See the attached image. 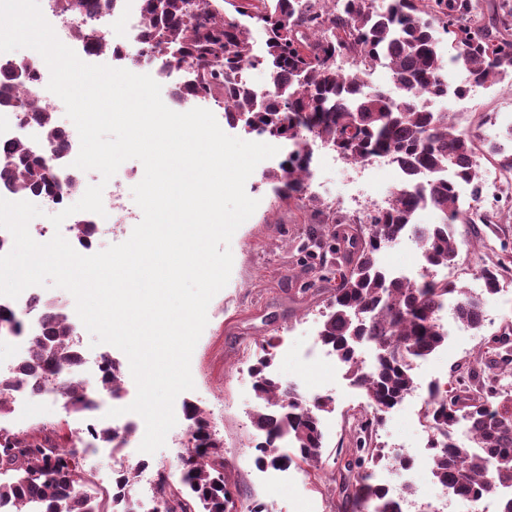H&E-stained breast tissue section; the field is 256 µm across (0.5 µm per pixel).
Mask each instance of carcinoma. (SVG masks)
I'll use <instances>...</instances> for the list:
<instances>
[{
	"instance_id": "1",
	"label": "carcinoma",
	"mask_w": 512,
	"mask_h": 512,
	"mask_svg": "<svg viewBox=\"0 0 512 512\" xmlns=\"http://www.w3.org/2000/svg\"><path fill=\"white\" fill-rule=\"evenodd\" d=\"M62 10L93 13L96 0H59ZM232 10L267 31L262 65L269 89L260 95L240 76L241 65L253 58L248 25L230 19ZM142 14L148 56L191 62L193 80L182 88L187 98L224 104V119L239 124L252 120L254 130L273 138L301 141L309 133L333 146L347 161L368 162L388 157L406 181L388 205L366 220L334 218L336 224L367 223V235L347 233V266L324 314L319 338L345 364L351 381L376 406L373 419L358 421L365 433L382 413L413 388L411 361L434 352L447 338L437 323L439 311L453 307L457 321L471 329L483 326L484 299L446 278L399 282L385 273L377 254L401 238L422 241L428 269L454 264L457 247L450 224H489L488 216L455 208V189L445 174L474 187L482 180L479 148L474 136L456 127L446 112L420 104L423 96L446 97L450 89L446 65L469 72L477 84L512 75V0H143ZM448 34V61H443L438 32ZM81 38L99 53L112 51V34L90 28ZM354 71L347 73L344 64ZM391 71L399 94L361 87L373 67ZM24 77L13 67L0 71V108L19 104ZM25 117L44 138L61 142L54 112L27 105ZM10 167H0V183L18 193L41 191L55 198L60 187L51 172L18 141L9 150ZM288 155L279 168L265 174L278 196L303 195L306 175ZM432 208L441 222L421 226L418 212ZM66 314L49 316L35 337L27 359L0 374V391L15 393L34 376L60 377L66 404L75 413L87 407L81 384L64 380V371L81 356ZM363 342L374 344L375 369L368 372L356 356ZM273 358L264 352L252 368L257 398L279 406L274 414L257 415L253 424L258 465L287 467L319 464L324 434L319 413L331 400L306 401L283 386L271 371ZM475 374L455 380L446 396L430 402L426 420L433 433L432 475L445 488L479 508L482 500L512 490V391L490 382L473 381ZM102 391L117 398L125 386L120 363L99 379ZM192 422L190 446L181 456L179 484L160 476L156 496L172 503L168 512H224L234 498L231 466L224 461L222 442L212 434L200 408L187 405ZM92 439L117 449L123 443L109 426L89 430ZM286 438L291 449L279 447ZM359 469L354 496L360 512H402L399 501L369 482L366 465L373 448H356ZM0 501L17 512H125L124 502L135 487L126 471L114 492H93L72 451L34 434L18 436L0 430Z\"/></svg>"
}]
</instances>
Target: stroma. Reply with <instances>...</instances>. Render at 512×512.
<instances>
[{
  "mask_svg": "<svg viewBox=\"0 0 512 512\" xmlns=\"http://www.w3.org/2000/svg\"><path fill=\"white\" fill-rule=\"evenodd\" d=\"M435 109L463 112L459 128L473 134L485 150L483 169L498 166L496 157L488 153L492 146L502 145L504 153L512 155L511 78L485 84L464 102L448 96ZM367 173L368 181L352 182L349 166L337 161L312 180L307 195L299 200L278 198L260 166L245 184L247 194L259 205L231 240L230 279L208 306V324L191 358L195 387L175 400L179 406L200 407L211 429L223 438L224 454L233 464L232 488L241 503L259 501L269 512H355L356 474L347 468L356 446L351 425L362 415L368 397L347 379L338 361H306L302 354L318 341L326 306L345 266L343 227L328 222L321 201L342 199L367 210L400 183L396 167L380 161L373 162ZM483 206L497 214V223L450 227L458 250L455 282L474 295H485L481 264L499 266L501 274L512 280V198L489 199ZM318 273L323 282H315ZM314 282L319 291L312 294L308 287ZM485 297L483 327L473 330L449 322L448 340L414 369L416 385L432 379L452 381L472 371L491 378L485 357L496 334L512 327V287ZM266 340L274 344L273 367L282 381L298 383L307 397L320 394L333 399L332 411L323 416L321 464L290 466L277 479L263 477L253 462L256 431L251 418L257 399L251 372L259 345ZM421 405L418 399L403 402L383 415L367 439L368 447L382 448L386 456H394L401 448L416 456L415 477L381 463L370 467L371 481L388 485L393 496L404 497V512H465V503L452 498L429 471L425 445L431 432L421 416ZM37 422L42 423L45 436H66L69 446L79 447L89 440L87 419L62 401L52 406L31 402L24 418L1 416L0 428L20 435L28 424Z\"/></svg>",
  "mask_w": 512,
  "mask_h": 512,
  "instance_id": "1",
  "label": "stroma"
}]
</instances>
